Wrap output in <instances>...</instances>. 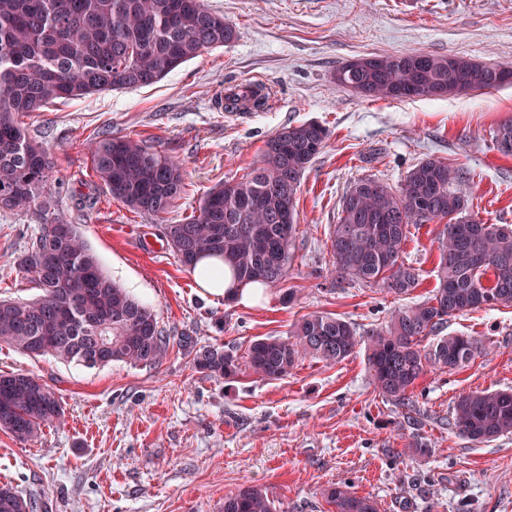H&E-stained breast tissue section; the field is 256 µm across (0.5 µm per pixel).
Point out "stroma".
Segmentation results:
<instances>
[{
	"label": "stroma",
	"instance_id": "1",
	"mask_svg": "<svg viewBox=\"0 0 512 512\" xmlns=\"http://www.w3.org/2000/svg\"><path fill=\"white\" fill-rule=\"evenodd\" d=\"M238 39L202 53L154 85L59 99L23 122L51 148L46 190L114 282L156 310L170 338L246 355L250 343L287 336L311 312L359 332L384 326L402 303L437 286L441 223L413 224L403 259L420 284L405 300L330 276L329 234L340 200L363 177L398 185L417 163L462 170L471 209L512 224V155L494 143L512 117V87L453 98L367 100L336 87L347 60L372 55H463L512 66V0H203ZM253 81L276 105L235 114L215 99ZM316 120L330 137L297 194L300 223L286 287L250 303L199 294L193 272L166 244L164 225L192 215L216 184L240 179L280 127ZM148 141L185 168L183 192L164 218L130 211L96 177L86 144L99 132ZM46 215L0 211V299L37 294L15 260ZM487 351L469 366L429 372L413 409L380 396L365 356L305 359L287 377L224 381L196 372L177 345L158 367L113 362L88 368L0 346V374L30 373L64 409L37 438L0 431V487L39 497L41 512H218L226 493L263 487L279 512H335L324 492L338 482L376 500L379 512H512V434L475 443L452 429L455 400L512 389V304L452 319ZM428 445L425 456L407 449Z\"/></svg>",
	"mask_w": 512,
	"mask_h": 512
}]
</instances>
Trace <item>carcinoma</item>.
I'll use <instances>...</instances> for the list:
<instances>
[{"instance_id": "cac0c4a2", "label": "carcinoma", "mask_w": 512, "mask_h": 512, "mask_svg": "<svg viewBox=\"0 0 512 512\" xmlns=\"http://www.w3.org/2000/svg\"><path fill=\"white\" fill-rule=\"evenodd\" d=\"M239 37L224 15L201 0H0V210L51 209L44 194L49 146L30 136L21 118L57 99L150 86L204 51ZM503 67L464 56L422 53L376 56L356 69L346 89L366 99L451 97L502 86ZM264 98L251 91L224 94V111H258ZM329 130L306 121L286 125L265 142L259 160L239 180L211 188L198 208L163 237L177 260L193 270L205 259L227 266L233 287L277 288L295 258L301 179L325 147ZM95 173L129 209L161 217L180 197L182 164L143 141L101 134L89 144ZM462 171L429 158L397 188L372 178L353 182L342 197L329 236L336 277L380 288L396 298L419 284L402 259L407 228L448 220L440 231L438 287L424 301L393 310L370 334L353 323L313 312L290 335L252 342L239 356L222 345H198L183 335L178 347L207 376L234 380L249 372L282 379L305 359L339 363L364 348L372 383L401 407L413 406L412 388L429 371L467 366L478 355L470 336L443 331L460 314L512 303V226L487 224L470 212L460 189ZM19 273L40 290L27 301L0 300V344L37 358L52 355L87 367L125 362L157 366L170 337L154 308L114 283L76 226L54 216L39 225L18 258ZM492 274L490 284L483 283ZM0 430L21 440L58 423L56 393L28 373L3 375ZM452 428L478 442L512 433V391L458 396ZM336 512H377L370 496L338 484L326 491ZM37 512L36 497L0 487V512ZM221 512H276L260 486L224 495Z\"/></svg>"}]
</instances>
